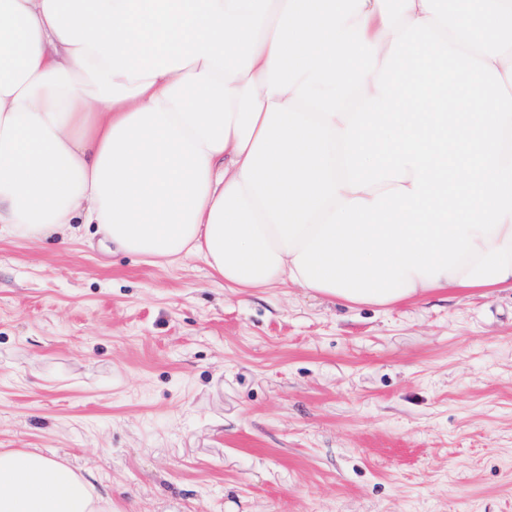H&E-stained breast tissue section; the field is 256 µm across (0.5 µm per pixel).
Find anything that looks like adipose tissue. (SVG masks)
<instances>
[{
    "label": "adipose tissue",
    "mask_w": 512,
    "mask_h": 512,
    "mask_svg": "<svg viewBox=\"0 0 512 512\" xmlns=\"http://www.w3.org/2000/svg\"><path fill=\"white\" fill-rule=\"evenodd\" d=\"M287 0H0V238L79 226L155 266L201 258L269 102ZM0 512H112L66 463L0 451Z\"/></svg>",
    "instance_id": "ef3b65f1"
}]
</instances>
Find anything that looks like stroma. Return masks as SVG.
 <instances>
[{
	"label": "stroma",
	"instance_id": "35a3bbf8",
	"mask_svg": "<svg viewBox=\"0 0 512 512\" xmlns=\"http://www.w3.org/2000/svg\"><path fill=\"white\" fill-rule=\"evenodd\" d=\"M112 512H512V292L350 309L0 240V450Z\"/></svg>",
	"mask_w": 512,
	"mask_h": 512
}]
</instances>
